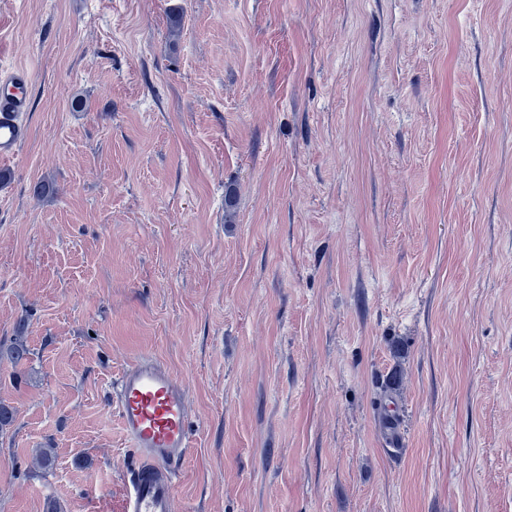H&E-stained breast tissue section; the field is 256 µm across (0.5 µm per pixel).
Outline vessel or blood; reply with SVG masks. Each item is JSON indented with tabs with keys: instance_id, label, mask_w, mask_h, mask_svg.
I'll return each instance as SVG.
<instances>
[{
	"instance_id": "1",
	"label": "vessel or blood",
	"mask_w": 512,
	"mask_h": 512,
	"mask_svg": "<svg viewBox=\"0 0 512 512\" xmlns=\"http://www.w3.org/2000/svg\"><path fill=\"white\" fill-rule=\"evenodd\" d=\"M31 72L0 73V162L15 159L29 138L21 115L28 109ZM120 426L136 462L125 473L124 512H174L175 481L191 446L188 393L159 359L144 356L112 382Z\"/></svg>"
}]
</instances>
